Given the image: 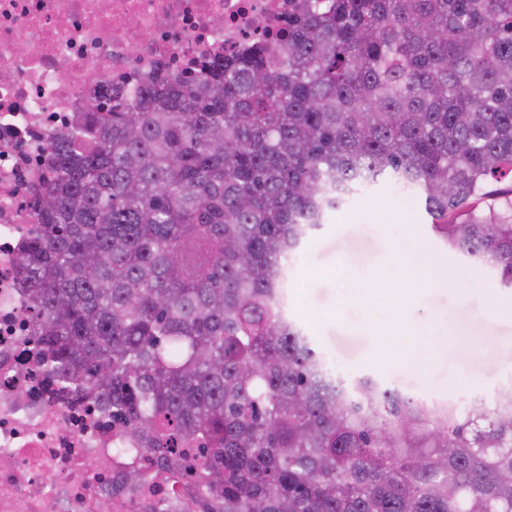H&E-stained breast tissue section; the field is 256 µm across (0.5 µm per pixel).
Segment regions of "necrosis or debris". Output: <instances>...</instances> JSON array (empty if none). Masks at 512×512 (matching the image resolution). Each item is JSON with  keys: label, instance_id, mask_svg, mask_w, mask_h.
<instances>
[{"label": "necrosis or debris", "instance_id": "4bbe7bcc", "mask_svg": "<svg viewBox=\"0 0 512 512\" xmlns=\"http://www.w3.org/2000/svg\"><path fill=\"white\" fill-rule=\"evenodd\" d=\"M295 0H0V512H201L196 481L129 448L98 399L37 362L18 261L49 144L110 92L183 83L211 57L272 42ZM140 484L125 483L128 466Z\"/></svg>", "mask_w": 512, "mask_h": 512}]
</instances>
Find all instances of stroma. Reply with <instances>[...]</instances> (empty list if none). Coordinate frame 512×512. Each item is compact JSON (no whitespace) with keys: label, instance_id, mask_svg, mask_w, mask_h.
I'll return each mask as SVG.
<instances>
[{"label":"stroma","instance_id":"35a3bbf8","mask_svg":"<svg viewBox=\"0 0 512 512\" xmlns=\"http://www.w3.org/2000/svg\"><path fill=\"white\" fill-rule=\"evenodd\" d=\"M430 222L418 194L388 181L366 188L305 242L288 271V313L343 375H371L429 401L492 399L512 380V290L442 246ZM430 271L436 285L403 303L412 279ZM406 321L426 332L424 353ZM388 347L398 359L379 362Z\"/></svg>","mask_w":512,"mask_h":512}]
</instances>
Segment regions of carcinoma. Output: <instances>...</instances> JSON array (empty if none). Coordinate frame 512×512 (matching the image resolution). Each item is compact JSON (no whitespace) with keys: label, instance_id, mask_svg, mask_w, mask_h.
Masks as SVG:
<instances>
[{"label":"carcinoma","instance_id":"obj_1","mask_svg":"<svg viewBox=\"0 0 512 512\" xmlns=\"http://www.w3.org/2000/svg\"><path fill=\"white\" fill-rule=\"evenodd\" d=\"M284 43L54 138L19 265L46 375L142 448L199 445L202 512H512V384L348 383L285 292L383 177L512 289V0H301Z\"/></svg>","mask_w":512,"mask_h":512}]
</instances>
